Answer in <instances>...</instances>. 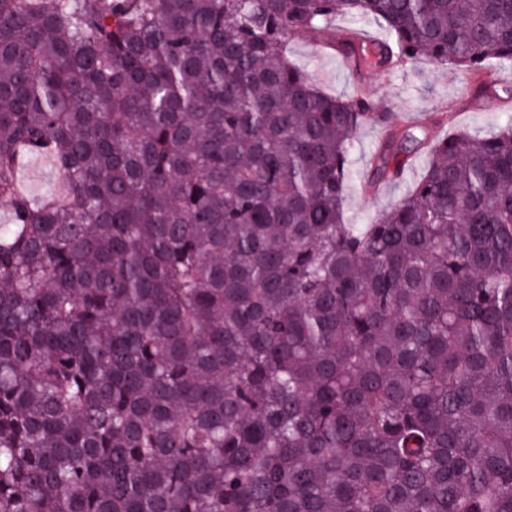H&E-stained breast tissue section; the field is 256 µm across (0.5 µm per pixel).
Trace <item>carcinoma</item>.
Returning a JSON list of instances; mask_svg holds the SVG:
<instances>
[{
    "label": "carcinoma",
    "mask_w": 512,
    "mask_h": 512,
    "mask_svg": "<svg viewBox=\"0 0 512 512\" xmlns=\"http://www.w3.org/2000/svg\"><path fill=\"white\" fill-rule=\"evenodd\" d=\"M337 15L512 79V0H0V512H512V122L320 91ZM384 131L381 125L371 123L362 127L356 135L350 159L354 178L347 187L345 198L346 215L352 224H369L393 201L406 195L419 182L427 168L429 155L418 153L408 159L399 179L382 185L376 195L365 194L362 191L364 183L360 178ZM20 186L34 196H41L57 182V176L45 159H29L17 174Z\"/></svg>",
    "instance_id": "cac0c4a2"
}]
</instances>
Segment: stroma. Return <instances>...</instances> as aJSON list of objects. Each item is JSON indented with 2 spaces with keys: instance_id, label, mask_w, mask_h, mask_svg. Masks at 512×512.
Listing matches in <instances>:
<instances>
[{
  "instance_id": "1",
  "label": "stroma",
  "mask_w": 512,
  "mask_h": 512,
  "mask_svg": "<svg viewBox=\"0 0 512 512\" xmlns=\"http://www.w3.org/2000/svg\"><path fill=\"white\" fill-rule=\"evenodd\" d=\"M287 52L289 60L306 71L322 91L346 96L364 91L376 111L390 113L400 122L425 112H452L472 136L487 137L512 118V111L500 108L496 93L477 91L475 83L461 79L450 67L410 61L389 74L359 72L341 54L331 50L317 52L310 39L301 34L289 38ZM383 135V127L371 123L362 127L355 138L351 154L354 178L345 198L351 223H370L393 201L406 195L427 168L428 154H416L408 159L399 179L382 185L378 194H365L361 176Z\"/></svg>"
}]
</instances>
